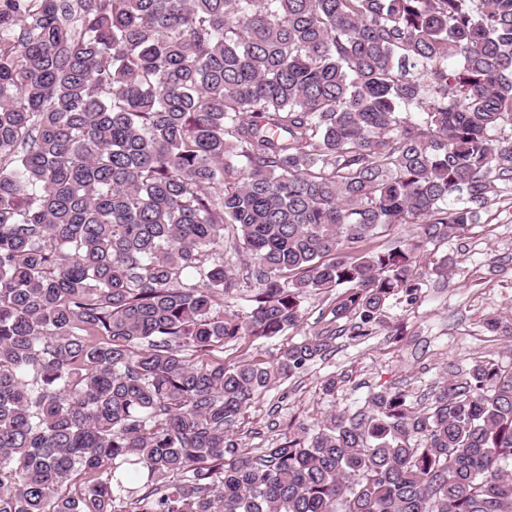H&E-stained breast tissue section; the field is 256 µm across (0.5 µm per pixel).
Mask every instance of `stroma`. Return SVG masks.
I'll return each mask as SVG.
<instances>
[{"mask_svg":"<svg viewBox=\"0 0 512 512\" xmlns=\"http://www.w3.org/2000/svg\"><path fill=\"white\" fill-rule=\"evenodd\" d=\"M448 254L458 255L457 266L448 278L429 277L416 304L392 299L374 334L337 338L330 356L255 398L235 425L246 449L271 447L295 421L316 424L395 387L426 403L446 371L467 369L482 357L512 359L506 337L487 328L494 316L512 320V191L502 193L464 237L429 245L426 260L433 264ZM298 338L291 331L267 342L231 343L224 358L270 361ZM330 376L338 385L327 395L321 382Z\"/></svg>","mask_w":512,"mask_h":512,"instance_id":"obj_1","label":"stroma"}]
</instances>
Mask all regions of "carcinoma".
I'll return each mask as SVG.
<instances>
[{"label": "carcinoma", "mask_w": 512, "mask_h": 512, "mask_svg": "<svg viewBox=\"0 0 512 512\" xmlns=\"http://www.w3.org/2000/svg\"><path fill=\"white\" fill-rule=\"evenodd\" d=\"M507 125L512 0H0V512H512L511 362L232 431L419 298L512 187ZM418 231V226L415 224H402L401 226H398L397 228H393L386 232L385 236L373 240L370 243L359 244L360 246H362L360 249H365L367 247H372L373 249H383L385 246L392 244L393 242L399 240L400 238H410L416 236ZM325 294H309L303 302L305 311V320L303 327L298 333L289 331L283 336H279L268 342L247 340L239 343H231L224 345V363L231 360H238L242 357L253 359L254 361L265 362L272 361L281 349L288 346L289 343L295 342L303 336L304 332H308L311 326H315V321L326 308L327 305Z\"/></svg>", "instance_id": "carcinoma-1"}]
</instances>
